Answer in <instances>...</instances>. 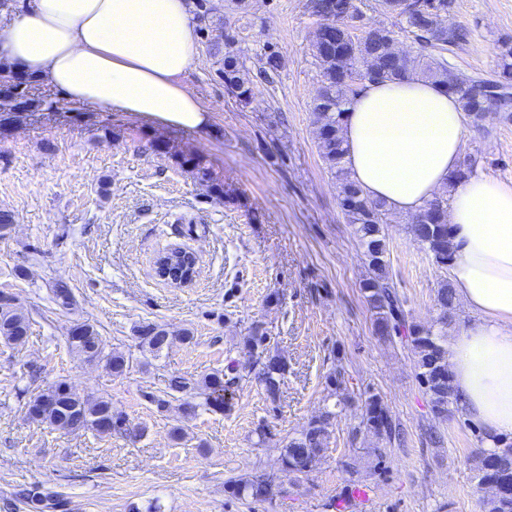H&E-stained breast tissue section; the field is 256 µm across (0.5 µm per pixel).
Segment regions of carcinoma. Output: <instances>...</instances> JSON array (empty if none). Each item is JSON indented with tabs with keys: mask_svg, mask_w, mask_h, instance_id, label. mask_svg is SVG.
<instances>
[{
	"mask_svg": "<svg viewBox=\"0 0 512 512\" xmlns=\"http://www.w3.org/2000/svg\"><path fill=\"white\" fill-rule=\"evenodd\" d=\"M390 0H377L378 10L384 14H396L400 30L412 35L421 52L415 56L400 57L392 53L385 33L392 29L385 27L365 31L358 42L337 50L327 49L310 39L312 54L320 69L321 86L311 104V114L319 155L326 168L334 175L338 184V204L347 220L357 225V233L363 248L368 274L360 284L366 302L374 316L375 333L382 337L403 336L410 343L422 369L421 376L433 401V411L438 417L448 416V405L453 392L449 385L448 350L444 345L442 331L435 325L428 327L410 323L407 320L403 301L392 283L386 260L387 245L383 225L391 223L397 215L385 204L367 197L349 178L343 160L346 154L341 136L342 115L346 112L347 85L341 70L366 63L369 66L367 80L395 81L410 74H418L445 87L457 96L463 112L473 124H478L481 111L494 98L496 107L505 121L512 120V43L504 41L498 46L497 70L495 75L484 78L466 74L448 67L442 52L461 45L467 39L466 30L448 20L452 0H409L405 8L395 12ZM362 0H309L310 15L315 23L339 22L341 16L350 19L364 16ZM224 52V86L228 93L239 102L251 103L253 81L247 59L231 50V40L225 47L215 46V52ZM259 75L268 78L281 68L280 56L269 52L258 58ZM26 79L13 72L0 75V112H24L34 106V101L25 92ZM180 167L191 174L207 194L224 196V181L202 167L193 156H184ZM426 220L414 224L411 232L414 241L433 256L435 263L446 267L452 260L450 235L448 231V199L439 196L423 209ZM163 256L171 260L170 269L195 263L193 253L181 248H171ZM436 305L446 315L454 306V291L446 281L437 289ZM29 318L16 306L15 299L0 296V342L13 348L26 344L30 332ZM85 340L67 342L68 349L84 360L95 355L106 360L112 374L120 376L129 367V358L116 351H106V345L98 329L89 322L78 324ZM139 346L151 353H159L170 345L165 326L144 321L133 328ZM267 337L262 334L249 336L245 348L255 356L258 370L255 379L263 386L267 396L274 400L279 396L281 384L287 372V363L267 348ZM236 367L228 365L227 370H214L199 382L185 378H173L168 388L173 392H187L195 388L204 396L202 403L186 399L181 404L184 417L196 414L199 407L212 411H224L232 406V388L236 384ZM363 422L367 430L378 438L394 441L400 437L397 425L389 415L378 396L370 395L364 401ZM28 418L50 428L63 429L72 433L90 432L97 436L117 434H142L129 425L128 418L113 409L112 401L106 397L85 398L74 392L62 380L31 395L26 402ZM330 410L313 418L298 437L288 442L283 449L282 463L290 473H301L308 469L313 458L327 447L330 438ZM473 471L479 485L495 483L502 487L499 496L484 498V512H512V442L503 443L495 450L481 449L473 456ZM232 494L240 499L265 502L271 500L272 488L262 475H252L229 480ZM18 491V496L28 512H63L66 502L61 494L49 487H36Z\"/></svg>",
	"mask_w": 512,
	"mask_h": 512,
	"instance_id": "obj_1",
	"label": "carcinoma"
}]
</instances>
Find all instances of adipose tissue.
I'll list each match as a JSON object with an SVG mask.
<instances>
[{
  "mask_svg": "<svg viewBox=\"0 0 512 512\" xmlns=\"http://www.w3.org/2000/svg\"><path fill=\"white\" fill-rule=\"evenodd\" d=\"M194 28L189 0H27L0 26V55L70 100L201 130L209 111L181 81ZM464 133L457 98L431 81L367 82L344 114V166L402 216L449 193L450 279L477 320L453 342L448 371L492 450L512 434V183L481 172L452 181Z\"/></svg>",
  "mask_w": 512,
  "mask_h": 512,
  "instance_id": "1",
  "label": "adipose tissue"
}]
</instances>
